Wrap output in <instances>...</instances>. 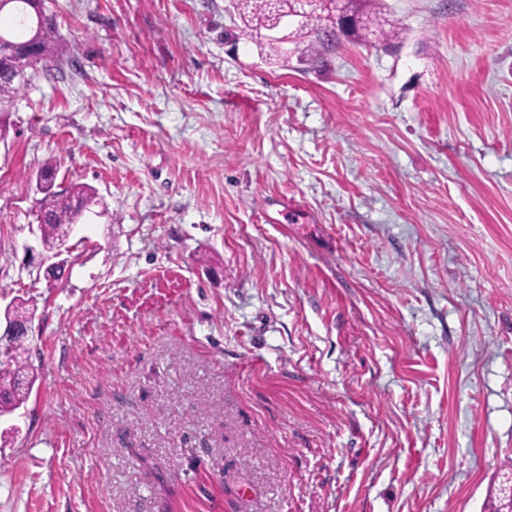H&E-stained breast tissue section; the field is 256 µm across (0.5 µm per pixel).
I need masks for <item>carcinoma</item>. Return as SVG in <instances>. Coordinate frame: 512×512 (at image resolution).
Returning <instances> with one entry per match:
<instances>
[{"mask_svg":"<svg viewBox=\"0 0 512 512\" xmlns=\"http://www.w3.org/2000/svg\"><path fill=\"white\" fill-rule=\"evenodd\" d=\"M248 17L258 28H264L270 22L271 10L268 0H248L244 4ZM3 10L11 13L13 23L0 27V39L18 45L32 40L38 42L41 59L37 69L44 75H51L62 56L69 52L57 32L53 15L47 13L45 0H9ZM308 21L313 23L312 30H322V23L339 24L336 11L330 7L312 12ZM38 200L40 213L46 216L40 224V240L44 249H58L69 237L76 214L71 208L74 200L80 201L84 208L95 204V190L84 184H75L67 195H62L48 186ZM32 348L24 336L10 339L7 354L0 359V417L10 415L19 409L28 399L34 376Z\"/></svg>","mask_w":512,"mask_h":512,"instance_id":"obj_1","label":"carcinoma"}]
</instances>
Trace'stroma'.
Instances as JSON below:
<instances>
[{
  "label": "stroma",
  "mask_w": 512,
  "mask_h": 512,
  "mask_svg": "<svg viewBox=\"0 0 512 512\" xmlns=\"http://www.w3.org/2000/svg\"><path fill=\"white\" fill-rule=\"evenodd\" d=\"M49 0L0 105V311L32 320L0 512H485L512 460V0ZM82 183L60 278L36 176ZM290 1L294 0H279L277 9L282 12L288 11L293 5ZM322 1L324 0H301L300 3L304 4L302 8L294 9L291 12L288 11V14L277 12L266 29L273 31L287 25L290 27L293 24H297V28H301L306 22V15L309 11L317 5H320ZM309 22H313V27L310 30H313V33H317V35L318 32L323 29V22H325V26H327V23L329 22L331 25L335 24L340 28L339 21L336 18V11L330 7L313 11L309 15L306 25L303 27L306 28V26L309 25Z\"/></svg>",
  "instance_id": "1"
}]
</instances>
